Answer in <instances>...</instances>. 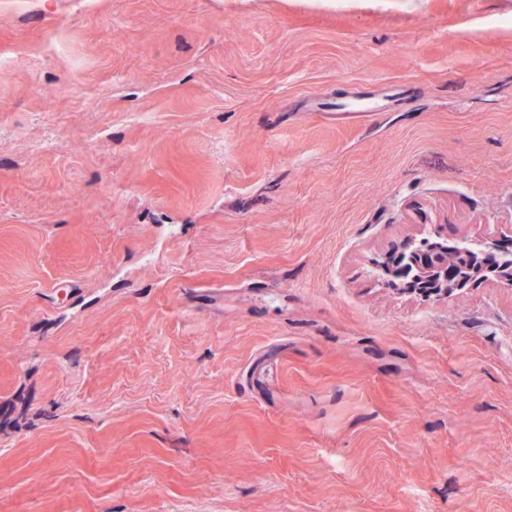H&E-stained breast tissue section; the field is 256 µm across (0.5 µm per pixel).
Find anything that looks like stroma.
Masks as SVG:
<instances>
[{
  "mask_svg": "<svg viewBox=\"0 0 512 512\" xmlns=\"http://www.w3.org/2000/svg\"><path fill=\"white\" fill-rule=\"evenodd\" d=\"M0 512H512V0H0ZM370 101L376 112L344 111ZM422 241L426 243L422 248L428 249L437 261L441 262L448 257L453 258L459 272H464V275H468L467 273L474 267L478 257L483 254L475 246H464L460 243L451 244L446 239L424 238Z\"/></svg>",
  "mask_w": 512,
  "mask_h": 512,
  "instance_id": "1",
  "label": "stroma"
}]
</instances>
